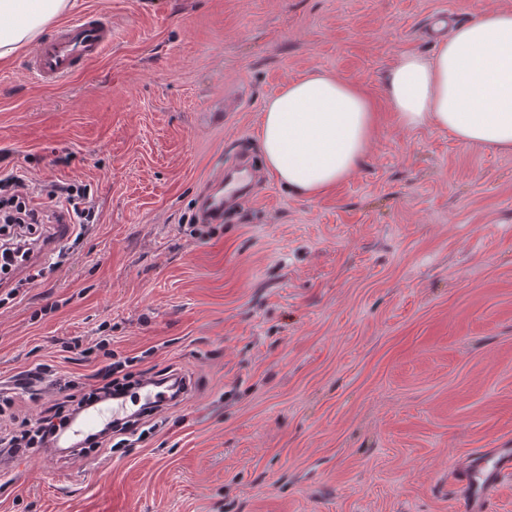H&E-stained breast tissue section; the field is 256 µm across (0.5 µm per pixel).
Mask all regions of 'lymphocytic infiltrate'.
Masks as SVG:
<instances>
[{"instance_id": "f902f5d3", "label": "lymphocytic infiltrate", "mask_w": 512, "mask_h": 512, "mask_svg": "<svg viewBox=\"0 0 512 512\" xmlns=\"http://www.w3.org/2000/svg\"><path fill=\"white\" fill-rule=\"evenodd\" d=\"M0 186L9 188L10 195L0 199V276H10L17 267L26 262L37 242V224L44 219L66 223L68 217L85 221L95 218L94 206L86 188L68 184L49 190L45 195L43 209L31 208L28 204L30 186L24 176L8 174L0 179ZM79 202V209L72 213L60 210L61 197ZM101 349L105 363L93 375L92 384L83 386L69 377L40 365L27 372L19 385L27 389L31 401H39L43 386H50L56 393L53 403L41 411L38 418L20 416L14 397L0 393V451L17 455L25 448L53 447L59 436L65 433L71 420L80 410L95 402L120 397L128 393L130 374L125 373V363L116 359L106 341H99L96 348L84 347L79 339L68 342V351L89 359L94 349Z\"/></svg>"}]
</instances>
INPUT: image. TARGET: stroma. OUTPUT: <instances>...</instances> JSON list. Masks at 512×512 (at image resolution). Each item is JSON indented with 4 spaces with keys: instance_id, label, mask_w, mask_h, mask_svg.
Segmentation results:
<instances>
[{
    "instance_id": "stroma-1",
    "label": "stroma",
    "mask_w": 512,
    "mask_h": 512,
    "mask_svg": "<svg viewBox=\"0 0 512 512\" xmlns=\"http://www.w3.org/2000/svg\"><path fill=\"white\" fill-rule=\"evenodd\" d=\"M512 0H82L112 45L45 86L0 64V175L87 185L96 220L0 281V388L64 342L173 367L183 403L121 453L0 471V512H458V465L512 448V152L404 128L384 77L431 55L438 13ZM323 70L376 131L357 172L303 198L266 172L264 101ZM253 190L191 223L239 145Z\"/></svg>"
}]
</instances>
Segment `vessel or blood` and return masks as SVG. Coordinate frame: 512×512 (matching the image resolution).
<instances>
[{
  "mask_svg": "<svg viewBox=\"0 0 512 512\" xmlns=\"http://www.w3.org/2000/svg\"><path fill=\"white\" fill-rule=\"evenodd\" d=\"M112 42V23L101 15L89 14L63 25L56 35L42 43L29 61V73L44 84L62 82L98 60ZM246 163L225 168L219 181L226 185L223 194L204 196V213L220 218L226 205L251 187L245 174ZM125 398H115L84 409L67 432L69 443L78 445L87 436L110 422L129 418ZM512 472V448H490L472 456L457 473L461 490V512H479L492 487L504 473Z\"/></svg>",
  "mask_w": 512,
  "mask_h": 512,
  "instance_id": "vessel-or-blood-1",
  "label": "vessel or blood"
}]
</instances>
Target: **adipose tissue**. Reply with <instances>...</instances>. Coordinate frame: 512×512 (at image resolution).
Instances as JSON below:
<instances>
[{
    "mask_svg": "<svg viewBox=\"0 0 512 512\" xmlns=\"http://www.w3.org/2000/svg\"><path fill=\"white\" fill-rule=\"evenodd\" d=\"M78 4L0 0V63L33 49ZM385 94L406 127L430 125L465 144L512 151V11L457 27L432 55H403L385 77ZM374 127L363 89L309 72L263 106L264 165L297 195H322L356 172Z\"/></svg>",
    "mask_w": 512,
    "mask_h": 512,
    "instance_id": "obj_1",
    "label": "adipose tissue"
}]
</instances>
